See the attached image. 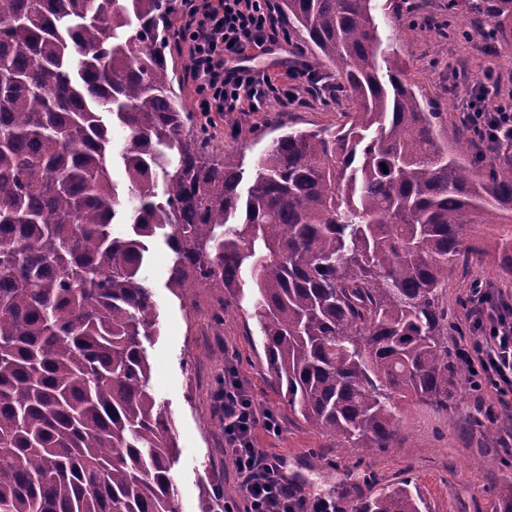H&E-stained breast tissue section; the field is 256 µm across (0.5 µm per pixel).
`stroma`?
Returning a JSON list of instances; mask_svg holds the SVG:
<instances>
[{
  "label": "stroma",
  "mask_w": 512,
  "mask_h": 512,
  "mask_svg": "<svg viewBox=\"0 0 512 512\" xmlns=\"http://www.w3.org/2000/svg\"><path fill=\"white\" fill-rule=\"evenodd\" d=\"M375 22L384 47L393 50L406 81L422 103L438 112V129L449 150L470 135L459 122L462 100L486 69L501 77L500 92L512 96V44L486 52L481 26L466 15L449 16L448 0H374ZM348 106L334 97H308L302 104L271 103L264 112L213 117L215 153L234 150L245 164L275 138V126L301 131L336 130ZM171 253L162 240L149 243L146 274L158 305V333L144 347L152 365L150 384L157 401L175 425L177 459L172 475L181 512H200L202 490H223L224 504L243 505L232 460L224 454V412L216 396L224 376L225 354L254 403L270 410L278 433L264 426L254 431L259 454L283 458L285 471L303 495L336 497L343 512L379 489L408 483L427 512H500L512 489V394L478 399L469 391L447 410L402 401L401 431L389 448L363 452L337 445L334 437L293 414L280 396L267 366L250 296L219 298L198 289L191 303L181 302L167 287ZM499 292L512 307V275L487 260L454 268L448 275V348L469 345L473 334L465 320L464 299L474 283ZM223 312V324L213 316ZM490 412V420L473 426L469 416Z\"/></svg>",
  "instance_id": "stroma-1"
}]
</instances>
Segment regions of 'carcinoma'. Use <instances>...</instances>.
Listing matches in <instances>:
<instances>
[{"label": "carcinoma", "mask_w": 512, "mask_h": 512, "mask_svg": "<svg viewBox=\"0 0 512 512\" xmlns=\"http://www.w3.org/2000/svg\"><path fill=\"white\" fill-rule=\"evenodd\" d=\"M172 2L0 0V512H180L142 341L152 238L185 303L250 285L289 410L362 450L394 443L401 401L446 410L469 380L448 271L492 250L512 268V239L484 229L512 224V166L448 152L398 62L378 64L372 0H278L350 111L272 140L245 189L242 157L210 152L174 89ZM461 9L490 44L512 21V0ZM421 504L401 483L356 512Z\"/></svg>", "instance_id": "carcinoma-1"}]
</instances>
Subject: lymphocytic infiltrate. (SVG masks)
<instances>
[{"label":"lymphocytic infiltrate","mask_w":512,"mask_h":512,"mask_svg":"<svg viewBox=\"0 0 512 512\" xmlns=\"http://www.w3.org/2000/svg\"><path fill=\"white\" fill-rule=\"evenodd\" d=\"M178 47L188 57L187 80L196 110L212 114L264 112L271 102H295L299 89L319 82L311 66L300 62L272 74L242 66L248 52L287 41L268 0H179ZM493 71L477 80L461 108V122L471 133L480 159L495 163L512 146V102L498 100ZM469 328L475 338L460 349L461 361L475 390L512 392V311L492 289L474 283L465 299ZM224 409V451L235 465L244 512H341L334 498L305 497L288 478L277 456L259 455L253 446L257 425L278 431L274 416L248 398L233 368L224 371L219 395Z\"/></svg>","instance_id":"f902f5d3"}]
</instances>
